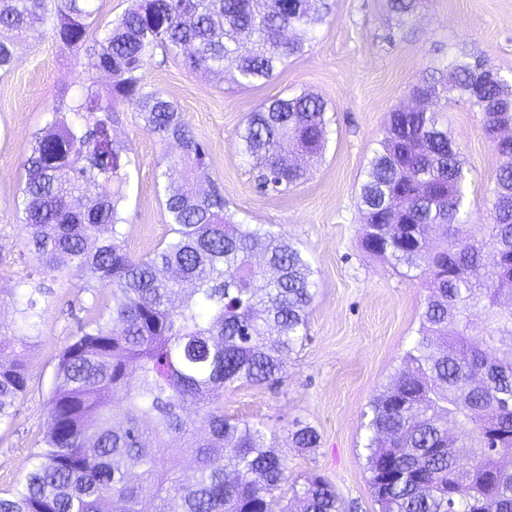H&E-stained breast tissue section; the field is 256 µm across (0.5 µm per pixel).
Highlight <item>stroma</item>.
I'll return each mask as SVG.
<instances>
[{
    "instance_id": "obj_1",
    "label": "stroma",
    "mask_w": 512,
    "mask_h": 512,
    "mask_svg": "<svg viewBox=\"0 0 512 512\" xmlns=\"http://www.w3.org/2000/svg\"><path fill=\"white\" fill-rule=\"evenodd\" d=\"M331 4L308 51L269 83L242 88L189 71L175 53L164 63H151L144 81L177 102L194 135L206 144L205 174L219 185L238 220L286 234L315 272L307 337L290 355L286 373L272 387L225 391V415L263 423L276 435L287 458L285 496L315 473L334 486L345 512H377L365 469L363 413L389 384L415 337L426 289L406 265H391L362 247L360 186L388 112L408 104L412 86L430 67L443 65L463 48L512 75V0H426L401 28L387 0ZM83 82L105 91L112 78L85 72L80 59L42 26L30 32L12 69L0 73V288L8 292L27 280L42 290L41 335L28 353V387L12 422L0 428L1 490L30 469L46 428L59 355L76 335L78 319L106 295L74 278L37 274L15 208L34 134L49 120L50 109L71 99ZM304 91L320 95L327 105L326 151L313 161L312 175L302 185L260 194L254 171L238 151L237 133L264 100ZM448 129L468 170L464 234L479 239L499 158L479 114L464 104L449 107ZM114 135L136 162L126 187L122 232L127 252L139 257L168 236L157 173L179 149L144 132L128 111ZM299 422L318 431L317 448L289 447L288 434Z\"/></svg>"
}]
</instances>
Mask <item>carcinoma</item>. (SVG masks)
<instances>
[{"mask_svg":"<svg viewBox=\"0 0 512 512\" xmlns=\"http://www.w3.org/2000/svg\"><path fill=\"white\" fill-rule=\"evenodd\" d=\"M420 0H387L406 24ZM327 0H132L86 48L93 0H0V72L23 36L50 29L88 70L112 75V103L179 155L158 173L170 237L150 254L123 245L121 207L130 149L116 115L83 83L34 136L16 202L36 270L109 290L111 303L60 354L34 463L0 491V512H341L335 489L310 475L278 507L288 480L277 437L224 415V390L278 381L306 337L316 281L282 233L235 219L203 180L207 148L178 105L143 83L159 48L180 50L192 72L239 87L274 78L310 46ZM486 59L457 51L427 89L438 108L387 114L358 209L364 248L396 264L421 260L427 296L417 336L392 381L368 404L365 467L379 512H512V147L496 150L490 224L460 240L467 170L448 150V103L481 115L491 142L512 129V77L485 79ZM327 106L313 93L275 97L248 113L239 153L263 194L309 177L328 143ZM38 289L21 281L19 306L0 323V426L25 393V352L41 335ZM194 412L196 419L187 416ZM181 441L178 448L172 441ZM318 447L310 425L288 433Z\"/></svg>","mask_w":512,"mask_h":512,"instance_id":"cac0c4a2","label":"carcinoma"}]
</instances>
